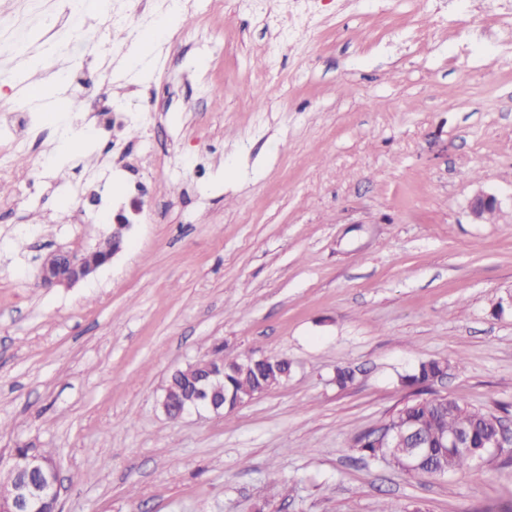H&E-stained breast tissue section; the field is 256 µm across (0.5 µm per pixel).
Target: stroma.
I'll return each mask as SVG.
<instances>
[{
  "label": "stroma",
  "mask_w": 512,
  "mask_h": 512,
  "mask_svg": "<svg viewBox=\"0 0 512 512\" xmlns=\"http://www.w3.org/2000/svg\"><path fill=\"white\" fill-rule=\"evenodd\" d=\"M207 5L141 55L166 0L75 27L66 0H0V40L43 58L30 75L0 57V114L33 123L23 148L0 137V468L16 444L50 451L62 512H512L501 456L431 478L355 445L429 358L459 362L432 394L512 430V0H319L294 39L288 0ZM139 6V26L112 21ZM113 39L97 86L135 117L131 166L91 114L43 121ZM34 78L55 95L28 98ZM479 189L497 221L472 222ZM121 211L120 253L40 287V256L94 247ZM218 348L291 375L231 413L167 417L170 374Z\"/></svg>",
  "instance_id": "1"
}]
</instances>
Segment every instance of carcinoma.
<instances>
[{
    "label": "carcinoma",
    "mask_w": 512,
    "mask_h": 512,
    "mask_svg": "<svg viewBox=\"0 0 512 512\" xmlns=\"http://www.w3.org/2000/svg\"><path fill=\"white\" fill-rule=\"evenodd\" d=\"M283 367L275 369L261 363H249L241 358H215L216 366L224 367V376L217 378L210 391L222 396L244 399L258 393L264 384L271 387L288 378L286 371L290 364L281 360ZM458 362L446 358H431L422 361L409 374L402 377L404 385L415 389L416 398L408 402L388 420L387 426L405 434L412 433L422 443L424 452L410 473L431 476H450L471 468L477 456L482 454L484 439L497 428L499 419L481 409L471 407L453 398L427 397L425 386L448 373ZM190 369L178 370L173 377L169 395L172 413H177L191 398ZM464 431L471 437V447L451 448L446 437L451 433ZM414 439V440H416ZM414 440L408 438L395 448L378 447L373 432H363L356 443L372 459L389 460L398 465L410 452Z\"/></svg>",
    "instance_id": "1"
}]
</instances>
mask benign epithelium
<instances>
[{
	"mask_svg": "<svg viewBox=\"0 0 512 512\" xmlns=\"http://www.w3.org/2000/svg\"><path fill=\"white\" fill-rule=\"evenodd\" d=\"M467 209L472 220L482 224L497 217L500 201L496 195L479 190L468 201ZM129 227V219L119 214L114 219L111 234L95 248L87 252L57 250L49 253L40 263V286L71 285L93 274L122 250ZM195 370L199 382L197 399L207 401L206 408L212 412H223L220 400L209 394V383L218 375L211 361H196ZM3 485L9 487V492L0 496V512H60L63 478L58 467L40 454L31 450L24 454L12 453Z\"/></svg>",
	"mask_w": 512,
	"mask_h": 512,
	"instance_id": "1",
	"label": "benign epithelium"
}]
</instances>
